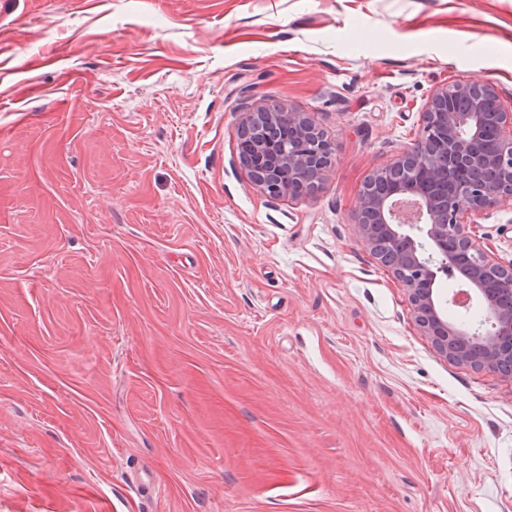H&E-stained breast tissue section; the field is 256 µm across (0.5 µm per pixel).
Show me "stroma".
Segmentation results:
<instances>
[{"instance_id":"35a3bbf8","label":"stroma","mask_w":512,"mask_h":512,"mask_svg":"<svg viewBox=\"0 0 512 512\" xmlns=\"http://www.w3.org/2000/svg\"><path fill=\"white\" fill-rule=\"evenodd\" d=\"M466 80L512 104V0H0V512H512V382L355 215ZM256 103L314 192L253 185ZM471 230L512 264V204ZM286 118L296 135L293 141L282 143L275 135L278 124ZM258 126L264 128V136L256 143L252 154L240 162L250 170L252 181L261 193L270 197L291 195V184L303 177L310 176L318 183L326 178L332 163L333 144L307 113L278 105L259 107L249 113L240 134L248 140Z\"/></svg>"}]
</instances>
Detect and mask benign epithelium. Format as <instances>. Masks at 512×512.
Segmentation results:
<instances>
[{"label":"benign epithelium","instance_id":"7a95c632","mask_svg":"<svg viewBox=\"0 0 512 512\" xmlns=\"http://www.w3.org/2000/svg\"><path fill=\"white\" fill-rule=\"evenodd\" d=\"M461 101L466 107L452 111ZM264 136L241 163L254 185L270 197L291 194V184L329 173L333 144L305 112L259 107L241 126L245 139L257 127ZM493 127L498 149L485 154L479 142ZM393 181L396 189L376 195L363 187L356 206L361 237L406 288L411 314L437 350L449 360L500 373L512 382V265L494 261L472 235L468 216L512 201V108L489 81L442 85L432 93L417 139L367 183ZM497 281L489 286L485 272ZM464 287L443 300L438 274ZM478 303L494 318L484 335L463 321L448 319L447 306L460 298Z\"/></svg>","mask_w":512,"mask_h":512}]
</instances>
